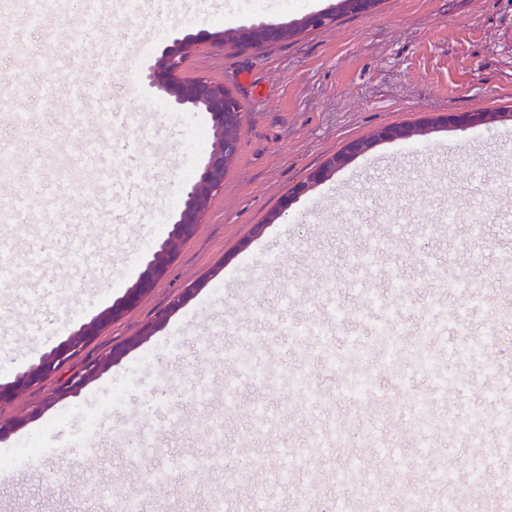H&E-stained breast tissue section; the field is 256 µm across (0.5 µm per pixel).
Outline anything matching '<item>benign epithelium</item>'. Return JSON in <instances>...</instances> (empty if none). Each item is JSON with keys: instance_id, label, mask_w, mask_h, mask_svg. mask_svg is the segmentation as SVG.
Masks as SVG:
<instances>
[{"instance_id": "7a95c632", "label": "benign epithelium", "mask_w": 512, "mask_h": 512, "mask_svg": "<svg viewBox=\"0 0 512 512\" xmlns=\"http://www.w3.org/2000/svg\"><path fill=\"white\" fill-rule=\"evenodd\" d=\"M332 16L320 12L301 17L296 24L307 31L320 29L330 23ZM290 26L286 23H260L247 28L235 29L232 35L259 50L288 38ZM214 47L224 45V32L202 31L194 35L176 37L166 46L142 73L141 79L167 104L195 110L200 108L210 115L214 142L196 176L185 186L182 197L171 214L170 230L144 262L135 283L124 294L91 319L75 326L63 339L48 344L43 352L29 365L13 369L0 376V407L11 403L20 393L39 384L50 376H61L51 396L28 413L15 418H0V438L7 436L27 422L40 417L48 409L69 397H75L88 384L105 373L113 363L119 361L133 346L153 335L157 325L167 321L171 311L159 313L154 323L146 326L138 335L122 346L113 347L105 355L85 362L77 369L69 368L70 361L82 352L91 340L100 334L112 321L136 307L164 277L179 246L191 238L203 223L212 194L224 188L228 162L238 153L237 129L244 121V108L224 83L204 78L185 79L181 76L187 51L199 41ZM512 120L511 112H463L440 115L437 122L452 121L464 126L477 127L493 120ZM412 131L399 127H383L371 136L348 142L343 150L329 159L326 166L316 170L308 181L297 186L293 195L306 192L313 184L325 179L336 168L351 157L364 154L377 143L389 140H407Z\"/></svg>"}]
</instances>
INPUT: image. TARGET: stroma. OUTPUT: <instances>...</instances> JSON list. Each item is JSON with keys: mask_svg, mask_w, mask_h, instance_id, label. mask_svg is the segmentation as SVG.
Here are the masks:
<instances>
[{"mask_svg": "<svg viewBox=\"0 0 512 512\" xmlns=\"http://www.w3.org/2000/svg\"><path fill=\"white\" fill-rule=\"evenodd\" d=\"M335 2L264 0L255 10L247 0H171L158 17L162 32L149 53L134 60L131 72L113 71L100 84V94L111 97L115 110L142 113L148 126L144 134L128 126L101 130L93 121L96 101L74 112L66 95L48 99L41 93L59 80L42 58L45 47L85 46L82 0H66L56 16L40 25L19 9L0 11V78L21 77L34 90L22 104L0 90V151H35L54 138L59 156L74 165L72 180H49L35 188L38 215H25L10 228L17 245L42 250L56 277L47 282L48 296L36 313L0 293V322L14 329L0 359L16 369L26 366L47 340L63 336L120 297L168 231L167 222L156 221L157 212L174 209L201 163L204 151L193 145L191 135L210 129L209 114L162 106L135 72L173 36L289 22L327 11ZM149 26L139 15L105 18L84 56V75L97 70L101 49L124 46L132 30ZM183 74L224 83L243 102L238 154L223 190L212 197L203 223L181 245L166 276L79 359H95L124 343L162 310L171 315L78 396L59 402L5 440V447L13 448L36 437L42 452L34 467H0L8 473L0 479V512H99L73 495L72 487L85 471L107 482L113 499L141 493L146 512H164L167 501L178 499L181 486L190 480L199 492L188 512H209L215 491L246 499L241 470L263 479L287 459L299 463L308 485L320 488L316 512H328L330 467L311 447L313 419L301 395L288 385L297 363L315 374L320 361L309 341L293 344L280 335L281 321L331 316L333 309L321 300L318 285L330 279L337 289L350 290L356 274L346 263L348 249L365 244L368 233L389 232L394 223L404 232L382 263L396 284L388 295L390 310L409 329L417 328L426 306L439 294V284L456 278L491 282L481 322H493L498 306L512 302V276L498 270L496 257L497 251L512 249V237L496 235L490 245L475 249L464 231L468 223L495 228L498 205L512 202V140L504 135L512 130V121L477 128L430 127L408 141L379 143L308 192L289 196L347 142L380 128L415 125L443 113L512 111V0H382L372 12L340 18L258 52L231 44L191 49ZM17 111L36 118L23 135L13 121ZM63 113L71 126L67 133L59 128ZM88 140L104 161L111 159L115 144L127 141L153 156L132 223L59 222L63 209L77 212L93 205L104 211L112 206L107 192L91 195L85 188L83 148ZM285 200L290 203L287 217H276ZM452 201L464 223L446 222ZM423 224L436 225V233L421 236ZM88 236L101 239L100 251L68 254L58 247L60 238L77 242ZM271 254L278 255L277 266L268 265ZM259 308L267 312L261 321L254 318ZM226 321L253 327L254 333L225 334ZM202 339L207 342L203 351L197 348ZM258 350L265 352L271 373L261 382L239 380V407L225 412V378L239 360ZM419 356L415 345L408 344L395 359L391 374L405 383L398 405L387 408L382 401H367L361 409L367 419L380 413L376 427L390 435L395 455L375 447L339 448L335 465L344 466L353 456L357 469L378 476L383 487L420 490L431 488L430 477L443 457L461 473L491 455L496 467H512V455H495L490 444L498 413L470 419L465 436L449 434L444 427L442 414L456 415L469 407L472 395L465 390L434 402L420 423L435 453L424 455L412 447L404 408L426 394L438 370L432 365L408 374L409 363ZM485 361L482 370L450 358L443 368L463 383L486 380L491 367L512 368V347L493 344ZM201 385L209 386L213 401L206 414L193 402ZM160 395L171 409L182 411L183 425H170L161 410L144 414L145 405ZM259 406L277 410L278 424L265 434L254 431L253 410ZM212 414L224 419V445L218 451L204 438ZM91 415L96 418L92 430L87 427ZM145 430L154 433L155 447H139ZM89 434L99 448L90 459L79 447ZM217 452L222 455L218 467L191 473L182 464L185 457ZM157 469L172 474L160 496L145 488Z\"/></svg>", "mask_w": 512, "mask_h": 512, "instance_id": "35a3bbf8", "label": "stroma"}]
</instances>
